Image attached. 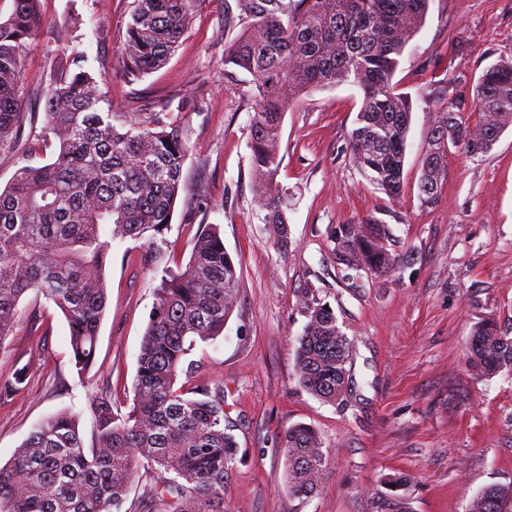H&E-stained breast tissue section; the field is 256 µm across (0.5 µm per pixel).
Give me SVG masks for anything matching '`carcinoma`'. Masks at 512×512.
I'll return each mask as SVG.
<instances>
[{"label":"carcinoma","mask_w":512,"mask_h":512,"mask_svg":"<svg viewBox=\"0 0 512 512\" xmlns=\"http://www.w3.org/2000/svg\"><path fill=\"white\" fill-rule=\"evenodd\" d=\"M200 0H134L124 64L136 80L161 68L188 29ZM429 0H237L239 14L226 24L239 35L224 46V64L252 76L249 97L251 177L266 223L288 239L277 187L278 143L289 107L287 92L304 94L349 84L362 93L350 157L390 197L401 191L412 106L394 91L392 78L408 43L423 27ZM41 25L38 0H13L0 20V147L18 135L22 112L21 59ZM74 51L59 62L46 100L37 148L16 158L13 180L0 189V350L16 332L18 304L32 291L52 302L69 331L70 363L83 376L95 362L98 330L108 291L106 268L112 240H144V262L160 266L165 231L183 190L188 146L182 129L150 114L130 122L112 112L97 77ZM479 120L446 107L432 130L422 167L423 200L437 193L450 149L471 157L489 153L492 135L512 125V59L480 76L474 92ZM454 133H448V129ZM57 145L49 162L30 164L33 151ZM385 226L374 219L342 224L336 233L348 261L378 274L396 264ZM237 263L220 228L203 225L187 264L162 267L155 304L142 337L132 405L122 413L112 392L91 398V443L81 415L60 411L36 423L0 465V512H120L142 468L152 477L146 512H224L229 470L237 442L224 429V389L176 387L189 375L186 356L197 342L224 331L237 297ZM298 338V385L319 400L336 403V385L350 376V341L331 309L307 306ZM469 363L479 377L512 372V336L490 320L472 333ZM29 368L0 379V401L24 384ZM288 492L312 496L324 465L322 441L306 424L288 427L281 439ZM470 512H512V487L490 486Z\"/></svg>","instance_id":"cac0c4a2"}]
</instances>
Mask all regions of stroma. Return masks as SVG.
<instances>
[{
	"label": "stroma",
	"mask_w": 512,
	"mask_h": 512,
	"mask_svg": "<svg viewBox=\"0 0 512 512\" xmlns=\"http://www.w3.org/2000/svg\"><path fill=\"white\" fill-rule=\"evenodd\" d=\"M133 0H40L44 24L22 59L25 119L13 148L0 150V187L18 153L36 140L56 61L80 50L104 79L112 109L132 118L160 114L187 136V186L165 233L164 264L185 265L203 225H219L239 266L238 295L223 333L197 343L191 385L223 386L224 425L238 459L224 512H469L490 485L512 486V373L476 378L466 355L472 331L493 320L512 335V126L492 151L449 154L432 202L419 194L421 160L439 109L477 121L480 76L512 57V0H430L393 83L412 102L403 185L382 193L346 147L361 93L328 87L294 99L284 115L277 180L288 190V242L266 224L250 178L252 77L224 63L226 0H202L167 64L131 81L123 48ZM384 224L400 263L389 275L338 264V225ZM142 241L112 243L108 305L95 364L77 375L68 326L35 294L19 302L20 326L0 352V378L29 377L0 402V464L44 416L80 414L111 390L132 398L142 336L160 274L144 264ZM328 305L351 342L348 395L321 401L296 379L295 348L306 305ZM304 423L323 443L315 494L293 498L280 450L284 431Z\"/></svg>",
	"instance_id": "1"
}]
</instances>
